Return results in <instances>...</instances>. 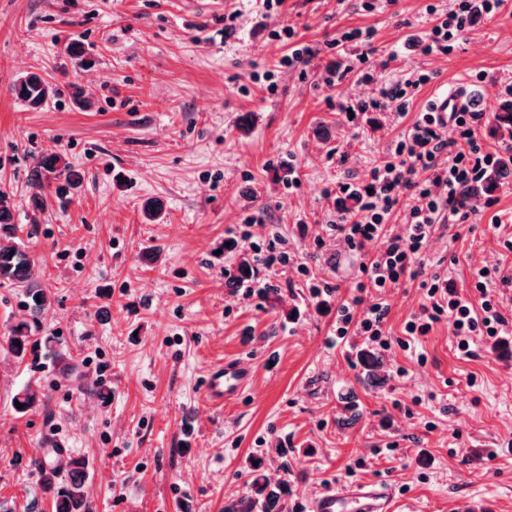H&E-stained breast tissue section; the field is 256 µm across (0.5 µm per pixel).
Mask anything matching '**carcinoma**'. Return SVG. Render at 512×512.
<instances>
[{
  "label": "carcinoma",
  "mask_w": 512,
  "mask_h": 512,
  "mask_svg": "<svg viewBox=\"0 0 512 512\" xmlns=\"http://www.w3.org/2000/svg\"><path fill=\"white\" fill-rule=\"evenodd\" d=\"M10 91L16 99L32 108H38L50 97L52 86L42 75L31 72L19 77L11 85ZM494 124L495 133L512 140V101L505 100L499 104L494 114ZM511 166L512 161L503 162L473 189V196L495 190L501 177L507 174ZM48 174L61 181L58 186V195L61 198L73 193L81 182L80 174L72 169L61 154L53 151L44 153L37 158L31 171L30 190L27 196V205L35 212L44 209L42 180ZM14 209L15 206L8 195L0 190V281H8L21 289L31 316V320L16 324L7 337L8 351L15 358L22 359L30 345L32 323L37 321V315L50 306L51 297L41 286L39 271L33 258L14 242L19 231V225L14 223ZM252 276L253 268L244 260L238 265L237 273L228 281V286L237 288ZM360 361L367 381L372 384L386 381L388 374L378 353L367 348L361 352ZM15 400L22 404L23 410L26 411L41 401V394L35 388L27 386L17 393ZM28 466L44 474V491L50 493L53 512H90L84 490L88 468L85 459H71L68 480L58 483L54 480L57 473L46 471L43 458L29 459ZM252 475L246 495L225 504L224 512H284V484L259 465L253 467Z\"/></svg>",
  "instance_id": "cac0c4a2"
}]
</instances>
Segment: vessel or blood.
<instances>
[{
    "label": "vessel or blood",
    "mask_w": 512,
    "mask_h": 512,
    "mask_svg": "<svg viewBox=\"0 0 512 512\" xmlns=\"http://www.w3.org/2000/svg\"><path fill=\"white\" fill-rule=\"evenodd\" d=\"M251 379L249 367L238 360H228L208 373L204 393L211 404L221 406L240 397ZM395 508L391 491L366 483L324 491L309 505L310 512H395Z\"/></svg>",
    "instance_id": "vessel-or-blood-1"
}]
</instances>
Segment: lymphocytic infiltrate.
I'll return each mask as SVG.
<instances>
[{
  "label": "lymphocytic infiltrate",
  "instance_id": "f902f5d3",
  "mask_svg": "<svg viewBox=\"0 0 512 512\" xmlns=\"http://www.w3.org/2000/svg\"><path fill=\"white\" fill-rule=\"evenodd\" d=\"M502 0H453L450 8L428 6L430 31L420 44L425 55L445 56L476 11L496 16ZM485 113L470 110L449 98L444 112H424L394 153L380 160L358 188L339 184V193L351 194L354 209L338 207L328 228L351 251L361 255V279L337 311V336L348 333L389 347L384 332L388 289L416 278L425 265L427 249L436 232L468 223L476 208L471 191L499 157L478 139ZM512 285L504 268H475L473 295L461 294L450 278L432 275L426 282V304L404 325V335H427L434 324L449 320L458 338L457 351L470 353L474 336L494 338L512 331L491 286Z\"/></svg>",
  "mask_w": 512,
  "mask_h": 512
}]
</instances>
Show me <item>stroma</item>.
Instances as JSON below:
<instances>
[{
    "label": "stroma",
    "mask_w": 512,
    "mask_h": 512,
    "mask_svg": "<svg viewBox=\"0 0 512 512\" xmlns=\"http://www.w3.org/2000/svg\"><path fill=\"white\" fill-rule=\"evenodd\" d=\"M431 2L380 0L369 13L361 0H281L271 11L262 0H0V188L53 298L37 333L58 337L63 354L38 345L10 357V328L29 312L20 289L0 282V500L14 512L33 501L51 512L40 476L17 463L49 441L87 460L92 512H224L259 458L287 484L293 512L353 482L390 487L399 512H512V335L474 337L464 356L443 321L400 346L424 301L407 282L388 297L393 345L381 356L391 378L368 385L357 358L366 339L336 335L358 261L336 240L314 243L326 189L358 184L434 92L470 93L490 114L512 82V0L478 17L445 58L412 47ZM284 26L292 40L270 38ZM352 28L374 33L368 63L339 41ZM75 41L91 67L70 60ZM301 44L315 51L304 71H281L273 92L253 80ZM422 71L431 79L408 90L403 115L371 108L348 125L344 104ZM29 72L56 89L37 110L9 91ZM76 87L90 108L74 107ZM46 151L64 154L82 181L64 207L46 188L33 215L21 203ZM150 197L166 204L160 220L142 212ZM474 204L459 239H438L427 266L460 287L472 266L512 263V225H491L512 212V174ZM253 214L262 222L247 244L242 220ZM258 247L288 252L290 266L257 265ZM244 260L253 278L228 287ZM300 264L330 291L312 296ZM230 358L250 364L251 384L211 405L205 377ZM95 379L110 402L82 392ZM29 385L43 398L16 411ZM349 401L358 416L348 423Z\"/></svg>",
    "instance_id": "obj_1"
}]
</instances>
